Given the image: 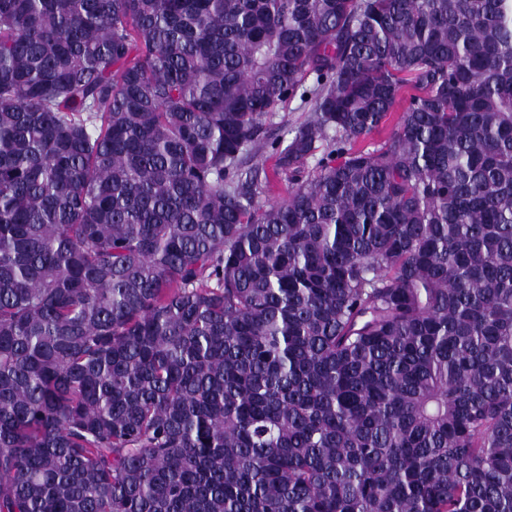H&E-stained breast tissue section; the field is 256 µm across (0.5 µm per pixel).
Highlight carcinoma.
<instances>
[{"label":"carcinoma","instance_id":"1","mask_svg":"<svg viewBox=\"0 0 512 512\" xmlns=\"http://www.w3.org/2000/svg\"><path fill=\"white\" fill-rule=\"evenodd\" d=\"M0 512H512V0H0ZM311 114V105L302 101L299 97L289 101L275 114L273 122L281 131L291 129Z\"/></svg>","mask_w":512,"mask_h":512}]
</instances>
